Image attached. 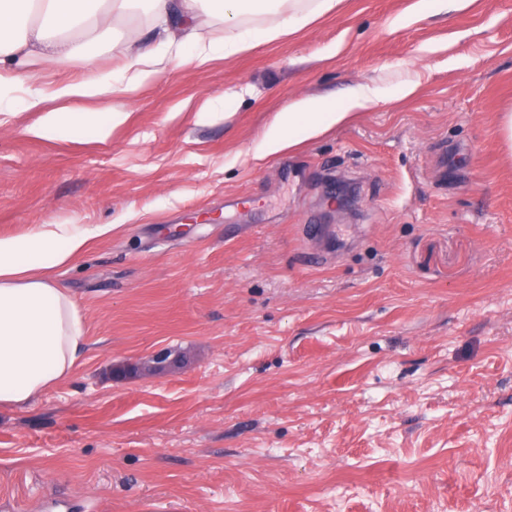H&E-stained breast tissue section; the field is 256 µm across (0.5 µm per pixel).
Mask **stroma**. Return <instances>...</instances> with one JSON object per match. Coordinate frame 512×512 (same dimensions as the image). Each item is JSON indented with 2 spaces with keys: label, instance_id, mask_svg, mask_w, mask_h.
Here are the masks:
<instances>
[{
  "label": "stroma",
  "instance_id": "35a3bbf8",
  "mask_svg": "<svg viewBox=\"0 0 512 512\" xmlns=\"http://www.w3.org/2000/svg\"><path fill=\"white\" fill-rule=\"evenodd\" d=\"M417 2L342 0L168 62L88 102L129 114L104 141L0 125V233L114 227L54 272L88 341L66 382L0 410V512H512V0ZM134 21L24 85L111 71ZM362 85L380 102L253 165L281 108ZM338 181L350 212L328 205ZM164 347L190 365L112 377ZM249 92L250 87L248 85L225 91L222 97L206 100L197 114L201 119L216 111H224V116H229L232 112L226 111L235 107L236 103Z\"/></svg>",
  "mask_w": 512,
  "mask_h": 512
}]
</instances>
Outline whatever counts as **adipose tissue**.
I'll use <instances>...</instances> for the list:
<instances>
[{
	"mask_svg": "<svg viewBox=\"0 0 512 512\" xmlns=\"http://www.w3.org/2000/svg\"><path fill=\"white\" fill-rule=\"evenodd\" d=\"M138 0H0V116L37 113L26 126L35 139L61 140L83 134L104 139L126 123L122 111L75 109L78 101L126 93L152 81L170 59L205 65L249 51L310 25L341 0H149L147 28L129 27L110 75L67 79L52 90L20 88L17 73L35 64L81 58L93 61L99 32L130 13ZM277 14L275 24L244 26L250 16ZM224 34L208 33L211 19ZM56 108H47V101ZM366 86L330 102L302 99L277 112L254 146L263 163L291 155L306 142L378 103ZM112 225L35 224L20 234H0V407H24L67 380L86 347L84 317L69 290L53 278L56 268L84 255Z\"/></svg>",
	"mask_w": 512,
	"mask_h": 512,
	"instance_id": "obj_1",
	"label": "adipose tissue"
}]
</instances>
